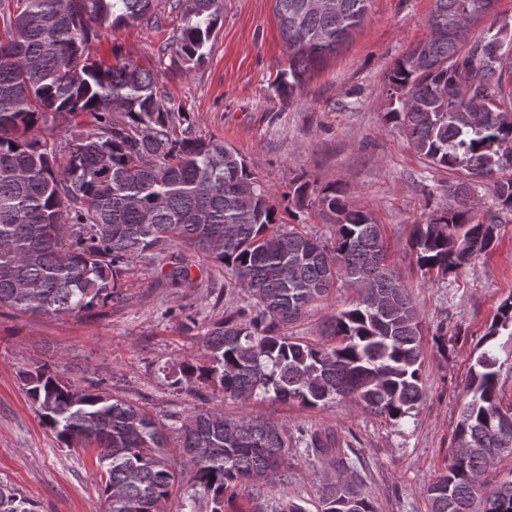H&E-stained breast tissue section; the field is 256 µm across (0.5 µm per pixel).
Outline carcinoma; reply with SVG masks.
<instances>
[{
    "label": "carcinoma",
    "mask_w": 512,
    "mask_h": 512,
    "mask_svg": "<svg viewBox=\"0 0 512 512\" xmlns=\"http://www.w3.org/2000/svg\"><path fill=\"white\" fill-rule=\"evenodd\" d=\"M153 0H16L0 7V307L59 316L120 301L117 280L131 259L175 245L224 263L231 285L252 302L204 327L206 362H181L180 373L249 403L256 397L316 408L350 399L365 411L401 420L423 396L420 310L389 262L381 225L354 206L344 189L316 199L336 227L333 246L279 223L271 193L232 148L195 136L180 105L158 98V74L134 60L115 65L93 56L100 27L149 14ZM497 0H433L430 37L396 61L387 78L392 107L409 148L430 166L460 175L452 202L414 225L407 241L418 266L455 274L495 246L498 225L467 208L468 178L492 180L500 210L512 212L511 24L475 28ZM370 0H274L287 44L283 94L301 89L309 70L336 52L364 20ZM184 9L180 50L190 64L205 58L222 0H177ZM123 112L116 122L112 113ZM88 112L95 129L70 134L65 163L54 143L28 136L50 114ZM364 274L373 292L396 305L382 312L369 297L323 325L331 344L312 346L286 334L341 281ZM512 339V297L499 306L470 367L447 472L426 487L431 512H512V480L491 491L481 476L489 458L512 453L503 427L493 347ZM27 396L67 448L95 446L105 476L106 512H160L175 484L189 500L223 512L237 487L262 498L259 480L288 477V428L219 408L190 413L177 428L179 468L163 427L144 408L91 382L77 387L51 366L20 371ZM296 447L322 459L336 477L323 484L322 512H374L345 471L351 448L318 431L299 430ZM448 484L454 494L436 493ZM0 512H38L35 501L0 483Z\"/></svg>",
    "instance_id": "obj_1"
}]
</instances>
